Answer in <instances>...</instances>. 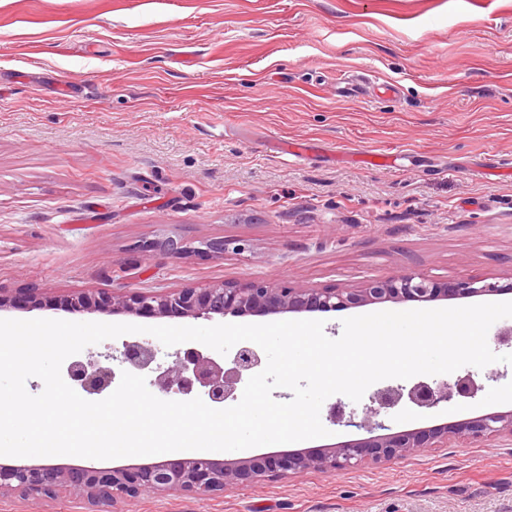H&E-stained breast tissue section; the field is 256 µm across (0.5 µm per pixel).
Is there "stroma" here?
Masks as SVG:
<instances>
[{"label":"stroma","mask_w":512,"mask_h":512,"mask_svg":"<svg viewBox=\"0 0 512 512\" xmlns=\"http://www.w3.org/2000/svg\"><path fill=\"white\" fill-rule=\"evenodd\" d=\"M167 237L246 249L141 252ZM404 269L512 277V0H0V293L349 288ZM468 373L474 396L405 401L387 424L512 409V365L447 379ZM117 506L512 512V438ZM0 512L99 507L6 492Z\"/></svg>","instance_id":"obj_1"}]
</instances>
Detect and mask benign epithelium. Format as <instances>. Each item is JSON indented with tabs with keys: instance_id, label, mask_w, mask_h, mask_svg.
<instances>
[{
	"instance_id": "benign-epithelium-1",
	"label": "benign epithelium",
	"mask_w": 512,
	"mask_h": 512,
	"mask_svg": "<svg viewBox=\"0 0 512 512\" xmlns=\"http://www.w3.org/2000/svg\"><path fill=\"white\" fill-rule=\"evenodd\" d=\"M145 253L174 257L187 252V247L171 239L160 245L146 241ZM511 292L512 282H490L480 275L453 279H431L415 271L400 270L385 278H372L353 288H314L303 285L273 284L254 280L243 284L224 283L212 288H183L161 294L138 293L115 296L107 292L58 297H42L32 291L23 300L26 310L61 307L72 313H125L143 317L192 318L211 320L216 316H269L285 313L329 312L368 304L386 302H435L467 299L474 296ZM157 352L147 341L123 344L119 362L142 370L156 360ZM261 364L252 347H241L229 367H224L197 350L190 348L176 355L175 362L160 371L152 386L169 395L189 394L195 384L205 388L208 400L222 404L236 398L244 374ZM71 379L85 391L107 387L114 372L97 362L75 361L69 367ZM478 389L470 376L443 382L435 387L419 381L411 387L402 385L379 388L369 396L364 416L358 427L369 437L331 444L317 453L282 451L243 457L218 459L194 456L139 464L130 469L70 467L68 465L15 464L0 465V491L19 489L32 496L55 494L62 487L84 492L97 504L108 505L115 500L108 493L118 492L135 498L141 494H162L172 491H224L269 477H301L312 471L339 475L366 463L384 464L403 460L423 448L446 443L450 438L489 440L512 437V411H494L429 429H408L385 434L387 426L379 420L382 413L399 405L403 397L421 408H434L456 396L466 397ZM382 430L376 435L374 431Z\"/></svg>"
}]
</instances>
